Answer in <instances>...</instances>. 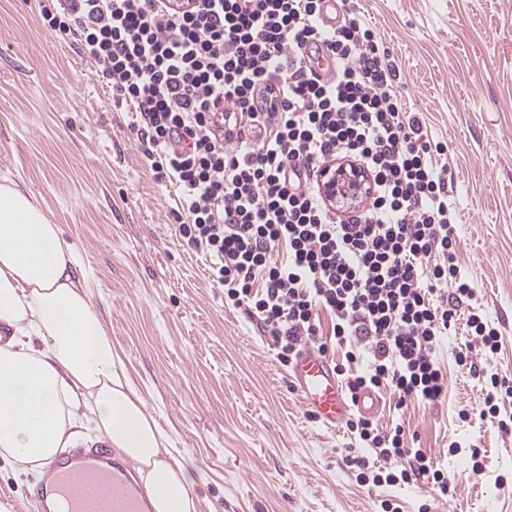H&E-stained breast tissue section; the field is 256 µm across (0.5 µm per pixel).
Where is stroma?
<instances>
[{"label":"stroma","instance_id":"stroma-1","mask_svg":"<svg viewBox=\"0 0 512 512\" xmlns=\"http://www.w3.org/2000/svg\"><path fill=\"white\" fill-rule=\"evenodd\" d=\"M401 74L409 110L445 142L459 266L475 308L500 333L455 358L465 328L436 357L447 390L435 404L381 394L375 418L402 425L448 479L374 487L345 461L347 431L303 407L271 336L226 308L210 261L181 239L176 191L157 182L130 115L76 42L43 25L40 0H0V175L40 201L67 243L112 345L147 411L171 435L194 483L196 512H512V0H360ZM496 414H484L487 393Z\"/></svg>","mask_w":512,"mask_h":512}]
</instances>
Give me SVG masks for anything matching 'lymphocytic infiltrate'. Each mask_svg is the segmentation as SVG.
Here are the masks:
<instances>
[{
	"label": "lymphocytic infiltrate",
	"mask_w": 512,
	"mask_h": 512,
	"mask_svg": "<svg viewBox=\"0 0 512 512\" xmlns=\"http://www.w3.org/2000/svg\"><path fill=\"white\" fill-rule=\"evenodd\" d=\"M47 0V27L79 37L96 76L157 180L177 190L186 244L211 260L224 302L272 336L281 364L303 345L344 347L349 393L387 389L433 403L445 379L443 336L466 324L485 352L499 333L469 306L445 143L430 139L399 93V68L376 29L341 0L333 31L323 0ZM334 68L319 74L316 56ZM358 165L369 183L332 213L319 175ZM366 452L347 455L360 482H448L400 429L348 422ZM406 461L394 471L388 461Z\"/></svg>",
	"instance_id": "lymphocytic-infiltrate-1"
}]
</instances>
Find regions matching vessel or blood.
<instances>
[{
  "mask_svg": "<svg viewBox=\"0 0 512 512\" xmlns=\"http://www.w3.org/2000/svg\"><path fill=\"white\" fill-rule=\"evenodd\" d=\"M288 380L305 408L327 429H341L353 412L375 413L372 391L350 397L331 363L309 345L291 364ZM129 464L116 461L100 444L90 452L48 462L46 478L29 492L40 512H153L146 491L136 485Z\"/></svg>",
  "mask_w": 512,
  "mask_h": 512,
  "instance_id": "b4317fda",
  "label": "vessel or blood"
}]
</instances>
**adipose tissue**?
<instances>
[{
	"instance_id": "1",
	"label": "adipose tissue",
	"mask_w": 512,
	"mask_h": 512,
	"mask_svg": "<svg viewBox=\"0 0 512 512\" xmlns=\"http://www.w3.org/2000/svg\"><path fill=\"white\" fill-rule=\"evenodd\" d=\"M79 264L34 194L1 177L0 461L37 474L98 439L135 465L154 512H196L189 473L128 380Z\"/></svg>"
}]
</instances>
